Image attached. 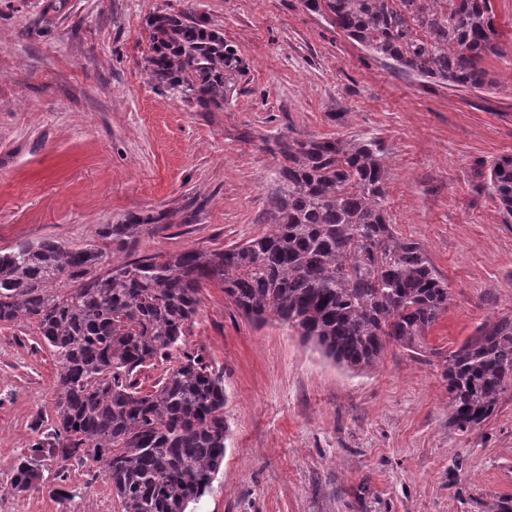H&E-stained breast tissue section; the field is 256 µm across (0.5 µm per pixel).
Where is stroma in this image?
Wrapping results in <instances>:
<instances>
[{"label":"stroma","instance_id":"1","mask_svg":"<svg viewBox=\"0 0 512 512\" xmlns=\"http://www.w3.org/2000/svg\"><path fill=\"white\" fill-rule=\"evenodd\" d=\"M60 2L0 0V250L78 246L152 210L170 221L142 232L138 254L221 250L268 229L278 183L265 140L363 137L385 150L395 234L448 283L423 348L388 345L367 371L206 289L185 343L224 373L229 432L192 512H489L512 498V384L463 432L445 378L477 326L512 314V218L489 190L494 163L512 157V0H493L503 53L485 89L395 71L302 0ZM185 9L246 65L222 110L190 108L144 68L147 18ZM192 199L204 207L182 223ZM56 371L31 328L0 326V512H118L75 462H46L39 490L6 491L54 421Z\"/></svg>","mask_w":512,"mask_h":512}]
</instances>
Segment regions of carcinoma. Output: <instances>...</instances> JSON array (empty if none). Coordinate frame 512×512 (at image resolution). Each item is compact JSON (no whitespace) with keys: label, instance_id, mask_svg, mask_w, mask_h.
I'll use <instances>...</instances> for the list:
<instances>
[{"label":"carcinoma","instance_id":"carcinoma-1","mask_svg":"<svg viewBox=\"0 0 512 512\" xmlns=\"http://www.w3.org/2000/svg\"><path fill=\"white\" fill-rule=\"evenodd\" d=\"M304 6L393 70L481 89L501 53L492 0H304ZM147 75L181 102L224 108L245 64L224 31L186 11L147 20ZM278 158L269 229L224 250L133 257L138 235L167 216L102 225L96 243L51 238L0 251V325L24 323L54 349L56 423L29 445L11 491L39 489L45 459L71 460L112 486L120 512H187L225 454L224 376L184 338L209 286L246 319L277 322L351 370L387 346L423 348L448 309V283L422 246L398 237L384 206L389 166L375 141L298 138ZM490 189L512 217V157ZM164 365L154 390L136 379ZM450 421L461 431L493 412L512 381V314L484 322L445 370ZM101 462L99 469L90 466Z\"/></svg>","mask_w":512,"mask_h":512}]
</instances>
